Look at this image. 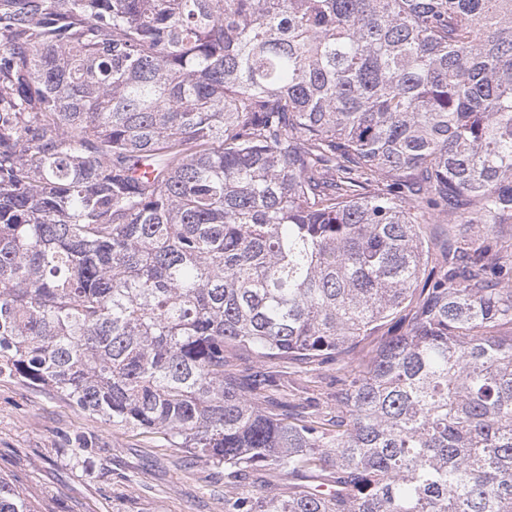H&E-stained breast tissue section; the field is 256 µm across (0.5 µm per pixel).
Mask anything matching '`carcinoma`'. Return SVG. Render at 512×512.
<instances>
[{"instance_id":"obj_1","label":"carcinoma","mask_w":512,"mask_h":512,"mask_svg":"<svg viewBox=\"0 0 512 512\" xmlns=\"http://www.w3.org/2000/svg\"><path fill=\"white\" fill-rule=\"evenodd\" d=\"M475 217L512 221V0H0V379L224 467L226 512H512ZM376 335L336 417L270 406Z\"/></svg>"}]
</instances>
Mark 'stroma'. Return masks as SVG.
I'll return each instance as SVG.
<instances>
[{
  "mask_svg": "<svg viewBox=\"0 0 512 512\" xmlns=\"http://www.w3.org/2000/svg\"><path fill=\"white\" fill-rule=\"evenodd\" d=\"M277 369L289 395L333 411L337 364L306 374L290 363ZM84 440L92 455L79 453ZM0 475L36 512H224L223 469L19 380H0Z\"/></svg>",
  "mask_w": 512,
  "mask_h": 512,
  "instance_id": "obj_1",
  "label": "stroma"
}]
</instances>
